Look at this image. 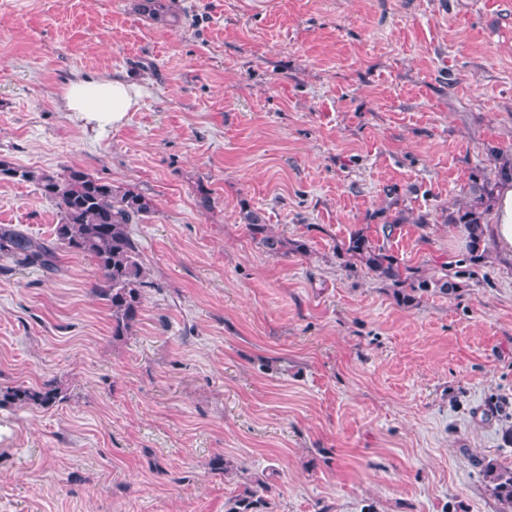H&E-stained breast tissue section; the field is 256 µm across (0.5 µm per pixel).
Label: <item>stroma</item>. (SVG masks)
Wrapping results in <instances>:
<instances>
[{
  "mask_svg": "<svg viewBox=\"0 0 512 512\" xmlns=\"http://www.w3.org/2000/svg\"><path fill=\"white\" fill-rule=\"evenodd\" d=\"M139 2L0 0V159L154 204L122 340L89 258L0 260V387L66 393L0 410V512H224L218 454L268 475L271 512H498L478 462L512 467V257L490 237L469 263L445 211L512 147V0H157L164 24ZM78 77L144 94L96 132L61 105ZM390 221L455 293L399 306L337 253ZM59 222L0 177V224ZM243 209V221L247 229L257 239L259 236V244L270 252H278L284 245L280 238L276 237L271 231L268 230V225L262 215L254 210ZM65 399L61 386L54 381L39 387L25 385L0 387V409L21 410L49 408Z\"/></svg>",
  "mask_w": 512,
  "mask_h": 512,
  "instance_id": "35a3bbf8",
  "label": "stroma"
}]
</instances>
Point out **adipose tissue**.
<instances>
[{
  "instance_id": "adipose-tissue-1",
  "label": "adipose tissue",
  "mask_w": 512,
  "mask_h": 512,
  "mask_svg": "<svg viewBox=\"0 0 512 512\" xmlns=\"http://www.w3.org/2000/svg\"><path fill=\"white\" fill-rule=\"evenodd\" d=\"M142 96L140 86L123 79L76 80L62 88V103L84 126L100 131L120 126Z\"/></svg>"
}]
</instances>
